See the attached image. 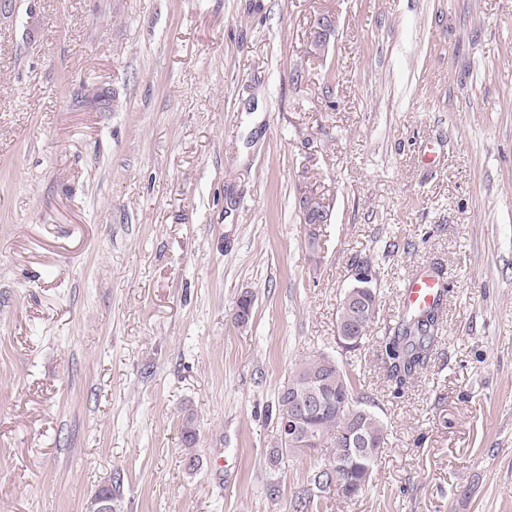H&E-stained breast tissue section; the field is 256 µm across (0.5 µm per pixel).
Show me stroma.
Masks as SVG:
<instances>
[{
	"instance_id": "1",
	"label": "stroma",
	"mask_w": 512,
	"mask_h": 512,
	"mask_svg": "<svg viewBox=\"0 0 512 512\" xmlns=\"http://www.w3.org/2000/svg\"><path fill=\"white\" fill-rule=\"evenodd\" d=\"M422 265L442 338L400 388L381 345ZM319 352L388 435L352 499L310 496L323 454L265 468ZM116 480L120 512H512V0L0 5V512H86ZM353 281V287L349 288L345 293L344 298L347 293L352 291L354 288H370L369 275L359 270L354 272ZM378 294L377 285L373 281V288H371V291L361 293L364 301H361V305L358 307L348 306L344 303L343 298L339 307L337 331L343 328L351 335L350 337L354 338L353 341L347 343L342 341L340 342L337 339L338 344L346 349V351L351 352L352 350H356L367 337L368 329L374 322L377 315Z\"/></svg>"
}]
</instances>
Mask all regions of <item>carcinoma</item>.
Listing matches in <instances>:
<instances>
[{"label":"carcinoma","mask_w":512,"mask_h":512,"mask_svg":"<svg viewBox=\"0 0 512 512\" xmlns=\"http://www.w3.org/2000/svg\"><path fill=\"white\" fill-rule=\"evenodd\" d=\"M361 296L364 298L361 305L353 307L342 303L339 307L338 328L345 329L352 337V341H341L339 345L348 352L362 344L377 315L378 289L373 287L361 293ZM440 318L438 306L419 313L412 312L383 340L385 362L389 363L390 377L398 385H405L427 367ZM321 389L332 402L308 418L315 438L312 447L329 450L327 460L338 458L345 467L338 476L327 467H321L315 471L311 482L317 490L322 491L339 478L346 483L342 495L351 499L359 495L371 481L374 456L387 447V433L381 420L354 394L351 378L342 364L324 352L300 363L279 388L275 403L276 421L295 415ZM341 401L345 409L339 411L336 403ZM351 432L364 442L371 456L357 457L349 452Z\"/></svg>","instance_id":"cac0c4a2"}]
</instances>
